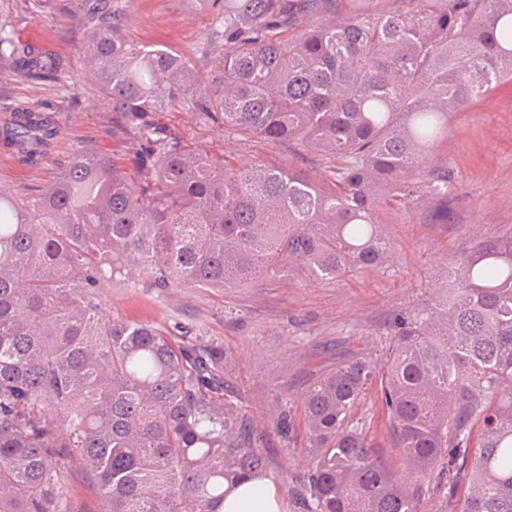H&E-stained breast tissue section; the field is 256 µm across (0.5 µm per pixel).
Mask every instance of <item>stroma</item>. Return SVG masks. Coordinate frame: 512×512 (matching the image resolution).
Returning <instances> with one entry per match:
<instances>
[{"instance_id":"35a3bbf8","label":"stroma","mask_w":512,"mask_h":512,"mask_svg":"<svg viewBox=\"0 0 512 512\" xmlns=\"http://www.w3.org/2000/svg\"><path fill=\"white\" fill-rule=\"evenodd\" d=\"M125 18L136 41L170 48L199 63L198 80L207 83L213 14L199 0H109ZM0 24L14 27L27 41L46 45L69 65L61 83L32 81L0 62V115L31 102L53 113L62 133L35 168L8 161L0 147V187L37 191L68 167L86 148L119 160L136 155L137 138L113 129L102 93L83 66L79 50L86 36L57 11L36 0H0ZM159 123L190 146L223 161L225 167L298 164L316 177L331 160L283 142L244 138L225 132L222 122L187 107L164 112ZM453 175L448 224L423 219L425 203H398L379 213L392 247L389 266L312 283L300 268L286 278L258 287L222 291L192 288H120L105 280L97 293L104 318L193 328L201 339L224 348V401L239 418L269 430L264 446L284 512H301L291 490L308 468L303 394L350 356L379 354L393 332L394 317L425 302L428 282L449 259L468 250L491 229L512 226V82L457 113L448 135L429 158ZM286 410L291 439L272 434L273 420Z\"/></svg>"}]
</instances>
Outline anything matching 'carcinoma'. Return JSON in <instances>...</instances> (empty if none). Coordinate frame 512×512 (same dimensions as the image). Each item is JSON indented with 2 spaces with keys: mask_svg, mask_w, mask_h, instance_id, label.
<instances>
[{
  "mask_svg": "<svg viewBox=\"0 0 512 512\" xmlns=\"http://www.w3.org/2000/svg\"><path fill=\"white\" fill-rule=\"evenodd\" d=\"M214 8L206 86L168 49L135 42L98 0H42L91 33L81 46L112 126L140 152L79 151L45 190L0 187V512H75L76 471L100 512H223L264 476L266 430L247 436L221 400L216 347L103 320L101 279L156 288L261 286L303 268L316 283L390 258L387 198H425L446 224L453 179L426 165L448 121L512 81V0H200ZM32 81L67 64L0 28V58ZM191 106L242 137L332 156L227 169L156 120ZM60 128L25 112L0 132L41 163ZM432 300L399 315L382 353L350 357L303 395L314 462L303 512H512V229L450 259ZM400 467L353 417L374 384Z\"/></svg>",
  "mask_w": 512,
  "mask_h": 512,
  "instance_id": "cac0c4a2",
  "label": "carcinoma"
}]
</instances>
